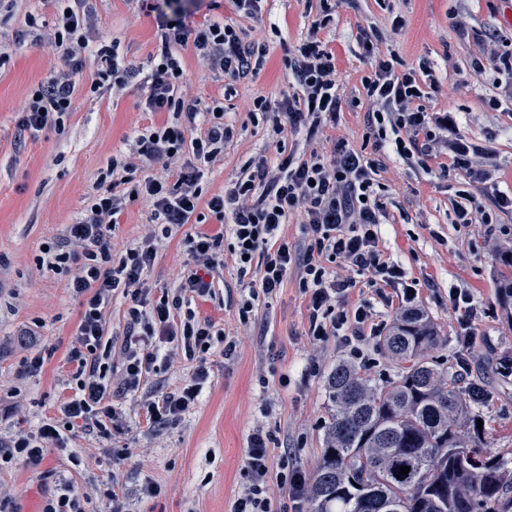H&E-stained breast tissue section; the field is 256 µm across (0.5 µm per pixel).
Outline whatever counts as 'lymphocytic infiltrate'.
<instances>
[{
    "label": "lymphocytic infiltrate",
    "instance_id": "lymphocytic-infiltrate-1",
    "mask_svg": "<svg viewBox=\"0 0 512 512\" xmlns=\"http://www.w3.org/2000/svg\"><path fill=\"white\" fill-rule=\"evenodd\" d=\"M50 41L62 49L66 68L39 84L18 120L19 132L36 133L59 124L75 111L76 74L86 63V32L96 15L94 0H57ZM264 0H233L250 26L209 20L192 28L175 14L157 16L158 43L149 72L123 66L117 45H100L99 65L91 92L125 89L139 82L145 91L142 108L170 112L182 127H164L137 134L123 158L112 159L95 192L75 223L67 225L57 248L42 258L47 267L67 278L79 299L80 318L68 348L74 392L61 406V416L41 422L36 431L0 435V463L15 460L39 468L48 449L65 447L76 432L120 426L122 410L114 401L139 390L156 369L162 345H180L196 368L190 379L161 399L146 401V420L162 425L179 418L197 403L208 371L210 351L223 346L225 357L236 352L212 320L197 318L190 303L211 296L214 278L232 256L240 277L246 278L251 299L272 297L288 278H296L307 299L308 335L316 342L338 338L349 360L371 363V341L388 330L376 305L412 310L416 300L404 270L386 261L379 248V226L386 218L384 186L376 174L384 158L394 155L409 164L443 156L462 174L463 189L455 204L460 226L492 223L496 213L512 211V193H496L492 209L476 206L472 187L485 183L482 151L462 133L454 113L428 107L441 82L432 59L406 64L396 54H383L376 28L360 30L356 41L372 66L360 79L368 103L370 149L355 148L342 137L330 136L351 99L336 80V52L323 32L333 20L337 0H317L316 15L304 39L286 48L283 65L292 93L277 102L254 98L253 107L271 126L262 154L252 159L224 191L204 195V166L223 160L233 128L224 120V106L201 107L181 92L185 71L183 51H191L208 71L233 84L264 66L269 42L256 38L252 23H263ZM499 31L485 32L484 56L475 60L476 77L491 79L497 93L485 104L496 110L512 104V50L501 47ZM302 137L301 151L287 150V136ZM145 199L151 206L154 234L115 248L111 233L130 202ZM217 222L215 231L188 235L193 260L176 288L153 293L146 279L154 265L159 239L190 223L200 207ZM297 220L299 238L289 241L285 226ZM348 275L336 273V266ZM367 275L370 297L349 303L356 278ZM126 304V327L120 379L112 377V343L106 338L104 312L114 298ZM448 303L459 326L457 365L467 368L473 346L472 326L481 315L473 297L452 288ZM247 484L234 512H303L307 482L297 469H274L270 439L251 434L246 450ZM285 489L288 505L274 506L270 481Z\"/></svg>",
    "mask_w": 512,
    "mask_h": 512
}]
</instances>
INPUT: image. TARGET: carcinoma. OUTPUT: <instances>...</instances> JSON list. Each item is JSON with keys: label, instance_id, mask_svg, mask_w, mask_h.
<instances>
[{"label": "carcinoma", "instance_id": "obj_1", "mask_svg": "<svg viewBox=\"0 0 512 512\" xmlns=\"http://www.w3.org/2000/svg\"><path fill=\"white\" fill-rule=\"evenodd\" d=\"M497 261L498 301L512 319V247L500 248ZM443 341L419 309L396 317L383 337L392 378L378 382L336 363L310 512H512V452L487 448L478 399L460 374L428 357Z\"/></svg>", "mask_w": 512, "mask_h": 512}]
</instances>
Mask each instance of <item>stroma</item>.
I'll return each instance as SVG.
<instances>
[{"mask_svg":"<svg viewBox=\"0 0 512 512\" xmlns=\"http://www.w3.org/2000/svg\"><path fill=\"white\" fill-rule=\"evenodd\" d=\"M265 7L281 36L272 40L262 70L237 84L232 96H225L221 77L202 71L191 52L183 54L187 96L205 107L222 101L226 121L238 132L225 147L223 162L203 171L202 184L210 194L235 181L266 145L269 128L249 114L248 104L259 95L277 101L288 92L284 48L304 38L312 20L308 0H267ZM56 12L54 0H15L11 10L0 11V32L7 35L0 45V343L5 346L0 401L9 402V391L17 385L27 407L0 417L5 434L35 429L42 418L57 415L71 393L65 356L81 308L66 277L39 264L42 249L61 241L109 160L127 152L134 131L176 123L173 113L142 111L137 86L91 94L95 68L89 65L76 76L78 110L66 113L59 126L18 143L16 124L32 90L63 64L55 46L26 27L25 18L37 15L48 26ZM394 12L406 26L386 46L405 63L423 55L441 65V90L429 104L458 112L462 131L484 149L491 178L474 195L482 207H491L496 192H512V109L483 106V98L495 89L491 81L472 74V62L480 56L474 35L497 29L511 36L512 0H343L325 35L336 50L337 77L346 96L356 95L370 68L358 52L359 28L372 23L386 27ZM460 27L468 38L457 35ZM156 34L155 15L141 11L137 0H98L97 20L86 36L93 47L117 42L126 62L147 70ZM378 179L386 186L388 213L379 248L404 268L419 291V306L445 337L431 358L446 368L456 364L458 327L448 307L449 289L470 292L484 310L474 329L469 378L483 389L476 410L485 418L489 448L512 451V375L498 369L499 358L512 356V320L499 306L500 266L493 249L501 229H512V212L498 214L493 224L457 229L453 188L461 175L444 159H429L423 167L393 159ZM150 212L145 201L129 205L113 233L114 247L142 239L151 229ZM214 228V218L208 217L163 240L149 285L174 287L181 268L191 261L186 234ZM247 296L228 256L214 295L191 304L198 318L215 320L237 345L233 359L218 351L209 356L206 387L193 409L172 424L148 428L145 400L177 389L194 369L181 357L158 366L137 393L121 400L122 427L79 433L67 447L48 451L36 470L21 462L0 465V493L12 499L16 512H41L58 484L70 483L81 496L89 484L113 479L129 512H233L245 482L248 438L258 429L272 435L273 459L287 457L291 467L311 475L328 418L325 379L345 354L337 339L310 340L306 301L295 279H288L276 297L255 301L244 322L239 310ZM23 328L40 333L42 349L52 355L40 373L19 384L15 378L31 355L16 338ZM115 451L125 453V460L113 462ZM151 483L159 486L158 494H146Z\"/></svg>","mask_w":512,"mask_h":512,"instance_id":"1","label":"stroma"}]
</instances>
